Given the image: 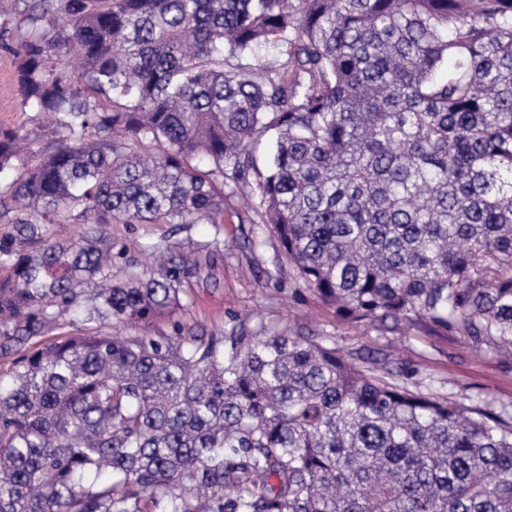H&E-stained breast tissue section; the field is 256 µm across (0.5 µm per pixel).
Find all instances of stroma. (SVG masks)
Segmentation results:
<instances>
[{
  "instance_id": "35a3bbf8",
  "label": "stroma",
  "mask_w": 512,
  "mask_h": 512,
  "mask_svg": "<svg viewBox=\"0 0 512 512\" xmlns=\"http://www.w3.org/2000/svg\"><path fill=\"white\" fill-rule=\"evenodd\" d=\"M33 0H0V126L19 129L35 152H46L55 136L26 107L18 92L20 59L14 50L26 40ZM115 258L112 277L150 268L155 247H177L194 263L181 275V305L152 321V333L209 339L231 330L252 332L258 325L285 326L331 334L345 352L387 350L395 369L416 372L442 395L473 406L483 401L512 408V357L476 350L460 336H428L408 327L381 336L337 319L334 308L298 288L297 272L285 260L276 236L257 209L231 197L220 224H116L111 229Z\"/></svg>"
}]
</instances>
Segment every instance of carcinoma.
I'll return each mask as SVG.
<instances>
[{"instance_id": "carcinoma-1", "label": "carcinoma", "mask_w": 512, "mask_h": 512, "mask_svg": "<svg viewBox=\"0 0 512 512\" xmlns=\"http://www.w3.org/2000/svg\"><path fill=\"white\" fill-rule=\"evenodd\" d=\"M27 20L19 93L57 140L27 155L0 127L26 208L0 242L1 354L82 298L86 323L172 313L184 256L114 281L109 228L221 224L226 189L340 320L512 350V0H34ZM8 376L0 512H512V412L312 329L95 328Z\"/></svg>"}]
</instances>
